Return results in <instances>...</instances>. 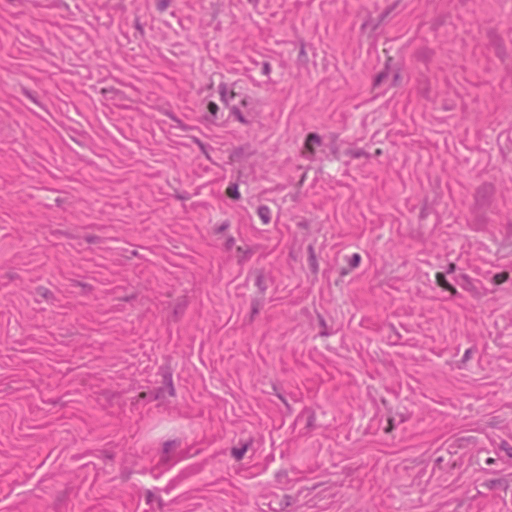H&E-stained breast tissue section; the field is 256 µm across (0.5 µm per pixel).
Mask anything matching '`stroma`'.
Wrapping results in <instances>:
<instances>
[{
	"label": "stroma",
	"instance_id": "obj_1",
	"mask_svg": "<svg viewBox=\"0 0 512 512\" xmlns=\"http://www.w3.org/2000/svg\"><path fill=\"white\" fill-rule=\"evenodd\" d=\"M0 512H512V0H0Z\"/></svg>",
	"mask_w": 512,
	"mask_h": 512
}]
</instances>
